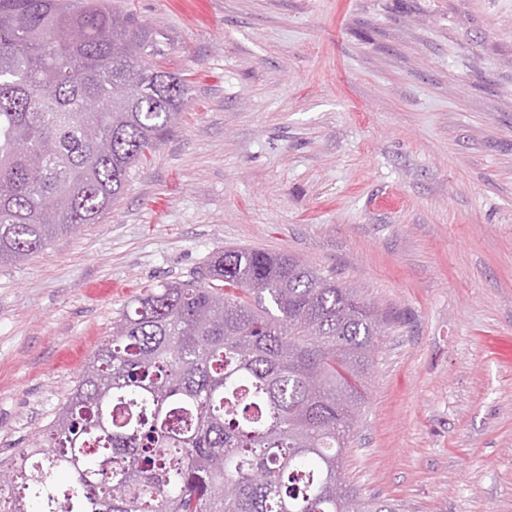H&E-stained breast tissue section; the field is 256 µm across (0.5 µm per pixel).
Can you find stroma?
Returning <instances> with one entry per match:
<instances>
[{"label": "stroma", "instance_id": "obj_1", "mask_svg": "<svg viewBox=\"0 0 512 512\" xmlns=\"http://www.w3.org/2000/svg\"><path fill=\"white\" fill-rule=\"evenodd\" d=\"M187 74L99 223L0 266V458L144 289L288 252L402 314L343 459L400 512H512V0H104Z\"/></svg>", "mask_w": 512, "mask_h": 512}]
</instances>
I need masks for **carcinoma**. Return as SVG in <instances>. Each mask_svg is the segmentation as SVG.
<instances>
[{
    "instance_id": "1",
    "label": "carcinoma",
    "mask_w": 512,
    "mask_h": 512,
    "mask_svg": "<svg viewBox=\"0 0 512 512\" xmlns=\"http://www.w3.org/2000/svg\"><path fill=\"white\" fill-rule=\"evenodd\" d=\"M164 58L102 0H0V265L120 198L188 98ZM399 319L291 254L220 248L119 314L46 436L0 463V506L395 512L342 459Z\"/></svg>"
}]
</instances>
